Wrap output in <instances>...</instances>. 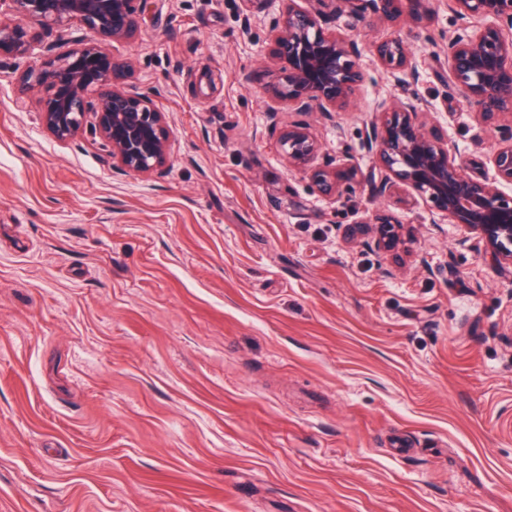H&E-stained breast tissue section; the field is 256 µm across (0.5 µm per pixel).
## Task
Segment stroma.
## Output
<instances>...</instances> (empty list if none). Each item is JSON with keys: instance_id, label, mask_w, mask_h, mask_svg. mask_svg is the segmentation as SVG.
Here are the masks:
<instances>
[{"instance_id": "1", "label": "stroma", "mask_w": 512, "mask_h": 512, "mask_svg": "<svg viewBox=\"0 0 512 512\" xmlns=\"http://www.w3.org/2000/svg\"><path fill=\"white\" fill-rule=\"evenodd\" d=\"M281 7L143 0L132 38L46 29L0 59V512H512V268L424 201L374 196L361 148L409 92L493 176L494 130L427 64L460 21L449 0L426 32L337 16L364 82L327 120L269 94ZM396 33L417 70L395 79L375 47ZM88 44L166 113L161 173L43 127L23 72ZM273 104L321 161L353 158L352 192L289 168ZM383 213L410 227L402 263L344 236Z\"/></svg>"}]
</instances>
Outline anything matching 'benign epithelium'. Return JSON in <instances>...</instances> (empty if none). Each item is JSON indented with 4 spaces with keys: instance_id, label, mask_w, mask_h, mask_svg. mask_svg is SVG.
<instances>
[{
    "instance_id": "benign-epithelium-1",
    "label": "benign epithelium",
    "mask_w": 512,
    "mask_h": 512,
    "mask_svg": "<svg viewBox=\"0 0 512 512\" xmlns=\"http://www.w3.org/2000/svg\"><path fill=\"white\" fill-rule=\"evenodd\" d=\"M143 0H0V57H24L40 43V31H66L84 25L109 40L132 36L138 27L137 4ZM278 22L271 29L273 58L282 63L283 77L272 94L295 112H319L327 119L353 103L364 74L357 66L358 46L342 32L329 28L338 13L361 17L372 10L382 22L410 29L431 25L436 0H317L330 11L309 10L297 0H280ZM465 26L443 38L435 56L448 67V90H460L466 102L491 124L512 117V0H450ZM378 60L390 72L415 70L407 45L395 36L376 47ZM129 66L107 56L99 46L57 55L31 68L23 81L42 86L43 126L56 138H72L89 130L102 140L112 167L151 175L162 170L169 157L166 114L146 94L121 87ZM110 90L91 100L100 88ZM392 116L371 123L362 148L382 172L374 182L378 197L405 186L421 195L440 215L475 235L499 266L512 267V196L499 188L512 184V127L501 131L490 158L495 177L475 179L465 174L457 151L433 128L417 123L421 112L413 98L403 95L390 102ZM94 122L86 124L87 114ZM281 145L294 168L309 172L327 197L339 198L352 189L355 166L334 168L319 162L320 146L305 123L288 126ZM403 224L380 214L368 224L360 243L374 251L398 257Z\"/></svg>"
}]
</instances>
